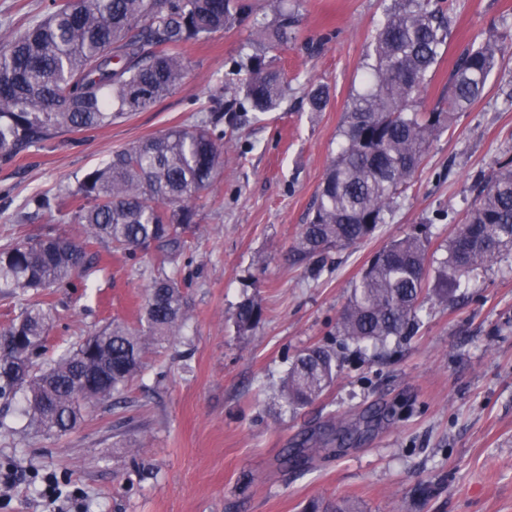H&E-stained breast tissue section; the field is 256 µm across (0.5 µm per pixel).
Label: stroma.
Wrapping results in <instances>:
<instances>
[{"mask_svg": "<svg viewBox=\"0 0 512 512\" xmlns=\"http://www.w3.org/2000/svg\"><path fill=\"white\" fill-rule=\"evenodd\" d=\"M249 2L241 22L187 45L186 77L166 99L0 161V246L49 228L75 234L68 210L42 211L29 198L65 195L113 151L208 120L255 30L278 10L294 17V40L271 53L291 83L287 98L274 112L241 109L238 127L224 132V173L199 202L200 231L178 264L189 316L181 334L151 347L120 403L98 404L77 429L0 437V462L25 474L0 490V512H52L41 494L48 475L74 494L66 512H303L313 498H348L362 512H512V249L447 301L425 294L413 336L358 348L336 332L377 251L427 224L430 251L444 257L478 185L512 163V48L482 97L431 141L384 224L330 252L314 276L291 250L392 0ZM449 2L450 35L425 110L446 106L466 47L512 27V0ZM46 4L0 0V41L43 19ZM318 86L328 100L313 112L307 93ZM96 252L83 288L52 297L43 362L109 321L139 323L162 253L131 260L105 244ZM248 296L264 317L242 333L233 313ZM313 345L333 348L341 370L293 411L279 384ZM339 424L352 439H337ZM290 449L300 466L284 464Z\"/></svg>", "mask_w": 512, "mask_h": 512, "instance_id": "stroma-1", "label": "stroma"}]
</instances>
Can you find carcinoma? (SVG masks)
Wrapping results in <instances>:
<instances>
[{
  "instance_id": "cac0c4a2",
  "label": "carcinoma",
  "mask_w": 512,
  "mask_h": 512,
  "mask_svg": "<svg viewBox=\"0 0 512 512\" xmlns=\"http://www.w3.org/2000/svg\"><path fill=\"white\" fill-rule=\"evenodd\" d=\"M249 11L245 0H77L71 9L51 3L44 20L0 42V160L60 133L101 129L150 108L181 84L188 43L233 26ZM291 27L288 15H277L259 29L261 50L237 64V72H245L244 99L255 112L275 110L288 91L285 74L266 61V53L288 42ZM449 30L450 21L431 0H394L387 11L367 55L365 88L351 100L338 155L294 245L297 259L309 263L313 274L327 253L373 236L432 139L482 95L512 40L496 32L464 50L448 79V109L420 112V95ZM237 105L234 99L204 124L135 142L88 171L68 192L72 223L82 225L79 236L49 230L0 247L3 297L20 301L19 313L0 330V400L23 395L35 430L62 435L79 426L139 374L150 345L177 335L185 323L178 269L162 271L147 289L138 328L110 323L62 351L49 367L38 363L54 308L48 297L78 287L93 266L95 244L107 243L131 258L154 246L173 264L183 255L199 231L195 200L213 184L224 157L221 122L237 120ZM511 245L512 167L498 170L479 189L439 261L428 256L424 228L380 250L355 282L337 334L355 345L410 335L431 270L439 277L433 293L446 301ZM262 317L251 298L234 314L243 333ZM94 372L96 385L75 394V379ZM337 373L335 353L309 347L292 361L280 395L288 406L302 407L328 389ZM307 512H359V506L313 500Z\"/></svg>"
}]
</instances>
